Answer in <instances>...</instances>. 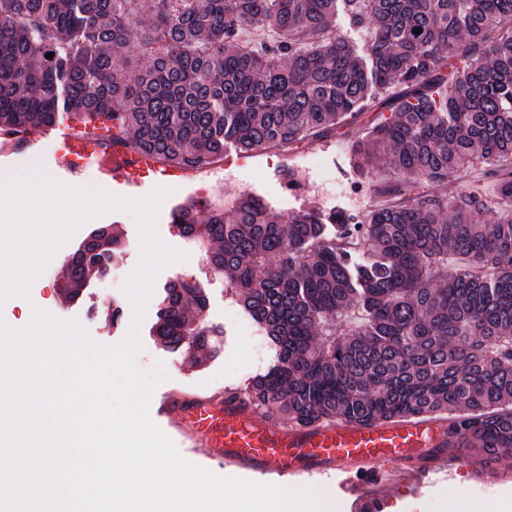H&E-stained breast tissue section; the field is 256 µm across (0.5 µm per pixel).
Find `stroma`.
<instances>
[{
  "label": "stroma",
  "mask_w": 512,
  "mask_h": 512,
  "mask_svg": "<svg viewBox=\"0 0 512 512\" xmlns=\"http://www.w3.org/2000/svg\"><path fill=\"white\" fill-rule=\"evenodd\" d=\"M351 141L344 132L316 141H305L282 152H243L228 147L225 158L202 169L199 180L209 189V199L201 204L199 220H206L210 209L227 207L234 196L246 192L260 196L278 214L301 208L336 212L359 223L378 204L376 185L394 181L384 165L368 173H357L351 160ZM53 138H43L25 152L0 149V179L10 180L31 172L66 184L67 179L55 161ZM293 171L299 186L290 191L284 177ZM165 189L155 219V232L167 247L184 251L185 240L172 212L186 199L195 197L197 185L179 181L149 180L145 193ZM116 235L119 252L112 258L107 273H90L79 298L67 300L61 288L67 260L80 244L99 227ZM141 258L140 231L135 216L114 209L81 223L71 237L51 255L34 279L28 296H12L0 303V321L7 326L24 325L35 309H45L61 321H74L95 343L112 346L121 343L129 331H136L141 349L136 357L140 369L162 362L167 377L158 392L171 390L205 393L252 383L277 361L274 346L251 319L240 298L223 274L208 264L177 261L162 268L154 278L143 315H136L125 291V284ZM196 280L207 298L204 318L221 329L216 351L201 365H191L183 351L167 348L151 329L157 320L165 290L174 281ZM490 474L463 467L453 477L440 479L426 487L414 488L400 479L388 491L385 512H449L456 494L467 503L482 502L491 512H512V449L500 454Z\"/></svg>",
  "instance_id": "obj_1"
}]
</instances>
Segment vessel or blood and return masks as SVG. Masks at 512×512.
I'll return each instance as SVG.
<instances>
[{
  "mask_svg": "<svg viewBox=\"0 0 512 512\" xmlns=\"http://www.w3.org/2000/svg\"><path fill=\"white\" fill-rule=\"evenodd\" d=\"M54 139L62 167L74 180L92 164L99 177L131 194L141 187L140 173L160 169L151 159L113 147L110 132L101 127H63ZM155 410L201 461L268 483L333 477L359 512H383L388 489L401 476L420 487L453 469L448 424L441 418L362 425L329 419L275 427L239 388L204 395L166 392Z\"/></svg>",
  "mask_w": 512,
  "mask_h": 512,
  "instance_id": "1",
  "label": "vessel or blood"
}]
</instances>
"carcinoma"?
I'll return each instance as SVG.
<instances>
[{
  "label": "carcinoma",
  "instance_id": "obj_1",
  "mask_svg": "<svg viewBox=\"0 0 512 512\" xmlns=\"http://www.w3.org/2000/svg\"><path fill=\"white\" fill-rule=\"evenodd\" d=\"M341 12L369 29L366 50L338 32ZM247 27L267 38L246 42ZM380 98L392 117L361 123ZM62 112L196 170L229 143L286 150L352 130L356 169L381 157L399 183L351 230L248 193L204 224L195 200L173 212L214 243L209 265L277 347L254 400L301 425L454 412L459 450L512 448V168L489 170L492 199L448 191L475 162L512 158V0H0V129ZM99 238L67 265L68 294L118 249ZM191 305L204 314L195 281L166 290L155 336L173 350L220 335L187 321Z\"/></svg>",
  "mask_w": 512,
  "mask_h": 512
}]
</instances>
